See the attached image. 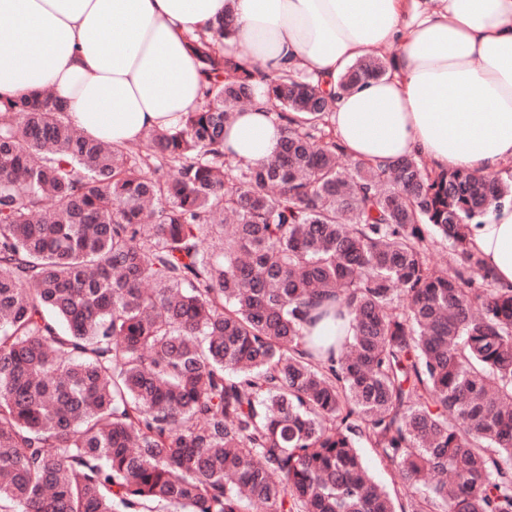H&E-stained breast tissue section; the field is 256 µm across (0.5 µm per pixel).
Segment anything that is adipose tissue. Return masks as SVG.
Here are the masks:
<instances>
[{
    "mask_svg": "<svg viewBox=\"0 0 512 512\" xmlns=\"http://www.w3.org/2000/svg\"><path fill=\"white\" fill-rule=\"evenodd\" d=\"M225 52L330 81L397 45L392 76L344 94L329 117L352 160L405 156L484 174L512 162V0H0V103L49 92L104 143L175 130L203 106L188 38L224 13ZM282 125L264 98L237 112L224 152L270 160ZM498 287H512V211L470 227Z\"/></svg>",
    "mask_w": 512,
    "mask_h": 512,
    "instance_id": "ef3b65f1",
    "label": "adipose tissue"
}]
</instances>
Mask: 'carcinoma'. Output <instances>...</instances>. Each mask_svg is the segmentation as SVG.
<instances>
[{
	"label": "carcinoma",
	"instance_id": "cac0c4a2",
	"mask_svg": "<svg viewBox=\"0 0 512 512\" xmlns=\"http://www.w3.org/2000/svg\"><path fill=\"white\" fill-rule=\"evenodd\" d=\"M231 34L193 44L205 103L143 154L46 93L0 112V512H512V289L468 239L512 183L340 164L335 96L224 57ZM260 87L285 135L233 165ZM323 294L351 335L305 332ZM364 448H361V452L363 455V459L365 465L368 470L372 474V476L378 481L380 484L391 487L394 480L399 483L400 480L398 478H394L391 471L386 468L380 461L374 456L370 448H368L367 444L362 445Z\"/></svg>",
	"mask_w": 512,
	"mask_h": 512
}]
</instances>
